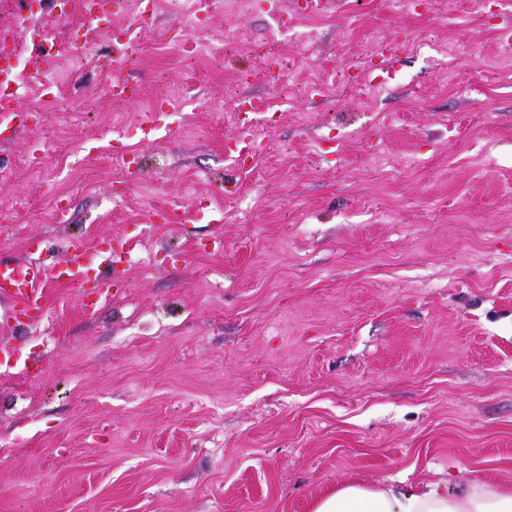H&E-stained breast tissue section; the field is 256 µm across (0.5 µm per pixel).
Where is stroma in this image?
Here are the masks:
<instances>
[{
    "label": "stroma",
    "mask_w": 512,
    "mask_h": 512,
    "mask_svg": "<svg viewBox=\"0 0 512 512\" xmlns=\"http://www.w3.org/2000/svg\"><path fill=\"white\" fill-rule=\"evenodd\" d=\"M284 2L192 25L158 0L126 19L133 100L86 68L70 134L36 113L0 147V208L26 200L0 259L135 243L95 308L49 281L41 324L0 322V512L512 485V21L497 0ZM243 132L259 164L227 157Z\"/></svg>",
    "instance_id": "1"
}]
</instances>
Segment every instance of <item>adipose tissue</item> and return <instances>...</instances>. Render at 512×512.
I'll list each match as a JSON object with an SVG mask.
<instances>
[{"label": "adipose tissue", "instance_id": "ef3b65f1", "mask_svg": "<svg viewBox=\"0 0 512 512\" xmlns=\"http://www.w3.org/2000/svg\"><path fill=\"white\" fill-rule=\"evenodd\" d=\"M312 512H512V486L474 480L457 492L441 483H350L319 498Z\"/></svg>", "mask_w": 512, "mask_h": 512}]
</instances>
